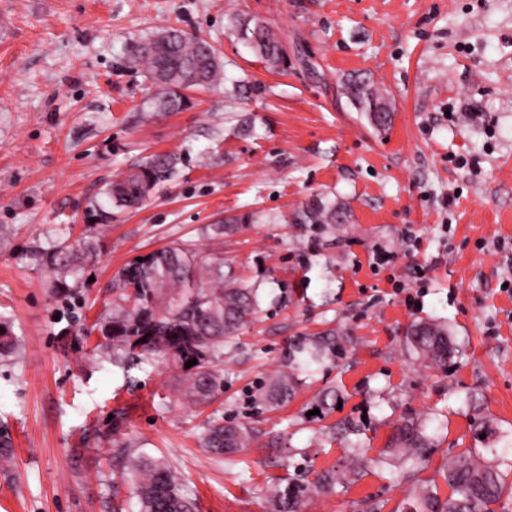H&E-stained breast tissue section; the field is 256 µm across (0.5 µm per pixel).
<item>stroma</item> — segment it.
<instances>
[{
  "instance_id": "obj_1",
  "label": "stroma",
  "mask_w": 512,
  "mask_h": 512,
  "mask_svg": "<svg viewBox=\"0 0 512 512\" xmlns=\"http://www.w3.org/2000/svg\"><path fill=\"white\" fill-rule=\"evenodd\" d=\"M264 20L287 68H270L239 27ZM174 27L218 51L221 80L188 91L177 112L134 46ZM370 74L392 121L373 126L342 91ZM251 93H236L239 81ZM154 153L170 178L135 210L109 183ZM344 202L347 223L316 234L291 223L313 198ZM256 223L214 237L224 217ZM90 229V262L73 312L51 297L34 249ZM199 259L221 253L260 311L224 346V392L207 409L183 396L182 372L157 363L124 374L74 344L112 300L106 286L131 260L176 242ZM397 264L374 268L377 250ZM427 269L417 308L408 267ZM512 0H0V315L18 338L0 360V512H134L117 483L114 447L166 457L198 512H267L265 487L297 468L348 463L327 424L352 422L381 450L402 417L431 419L439 437L420 479L475 447L483 416L512 430ZM447 322L458 353L439 369L404 343L406 326ZM341 329L351 344L302 377L294 399L255 396L288 366L299 338ZM343 393L327 422L303 417L324 388ZM469 395V410L459 397ZM274 438L218 456L203 445L212 421ZM388 469L314 496L305 512H397L412 495Z\"/></svg>"
}]
</instances>
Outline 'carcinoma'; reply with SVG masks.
<instances>
[{
  "label": "carcinoma",
  "mask_w": 512,
  "mask_h": 512,
  "mask_svg": "<svg viewBox=\"0 0 512 512\" xmlns=\"http://www.w3.org/2000/svg\"><path fill=\"white\" fill-rule=\"evenodd\" d=\"M241 38L268 65H288L287 50L274 30L261 20L241 30ZM133 58L144 63L149 78L158 87L156 107L165 112L182 109L187 102L184 89L206 88L220 78V63L215 48L205 39L181 29L169 27L140 43ZM343 94L358 111L383 121L392 107L371 76L346 79ZM175 157L156 154L130 166L121 179L107 189L108 197L125 208L137 207L172 173ZM349 217L347 207L327 198L316 199L295 210L293 224H310L326 231ZM249 214L232 215L212 227L214 236L250 224ZM50 279L52 295L67 299L77 295L83 285V256L60 242L34 253ZM112 292L110 312L98 316L91 331L102 340L92 349L93 360L122 366L125 371L144 364L163 361L186 372L184 396L197 405H207L224 391V373L220 368L224 344L231 342L260 308L259 288L244 286L230 271H224L221 258L206 263L197 259L190 242L173 243L134 260L121 268L108 285ZM407 343L424 359L436 366L448 363L454 352V338L441 323L419 321L406 330ZM350 336L346 333L318 336L293 345L288 353L289 367L312 375L322 361L345 351ZM18 343L12 325L0 318V356L12 353ZM197 360L187 368L185 363ZM293 374L272 379L260 394L267 405L285 403L295 395ZM340 391L328 388L320 392L307 410H320L321 420L336 410ZM476 435H485V446L448 457V465L439 475L451 493L443 499L436 479L420 486L404 502L403 512H495L512 474V432H504L491 421L476 423ZM339 435L347 441L351 469L335 468L314 473V479L290 476L272 482L267 489L270 512H304L307 502L321 493L334 491L343 480L358 476L364 469L387 466L391 480H414L423 469L431 449L432 437L426 426L402 419L394 425L386 448L377 457L369 449L348 440L349 427L342 424ZM264 437L246 424L209 425L204 445L216 455L239 453ZM123 464L122 478L133 488L138 512H196V503L183 490L182 479L163 457L140 455L128 445L116 449Z\"/></svg>",
  "instance_id": "obj_1"
}]
</instances>
